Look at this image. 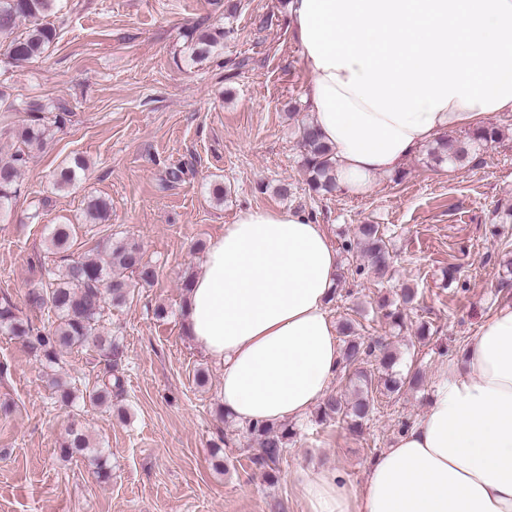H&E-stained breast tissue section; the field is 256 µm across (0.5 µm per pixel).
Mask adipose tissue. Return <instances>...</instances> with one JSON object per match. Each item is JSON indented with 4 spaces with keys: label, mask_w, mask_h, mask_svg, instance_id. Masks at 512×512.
Instances as JSON below:
<instances>
[{
    "label": "adipose tissue",
    "mask_w": 512,
    "mask_h": 512,
    "mask_svg": "<svg viewBox=\"0 0 512 512\" xmlns=\"http://www.w3.org/2000/svg\"><path fill=\"white\" fill-rule=\"evenodd\" d=\"M314 123L358 194L451 129L512 112V0H288ZM339 255L299 210L249 208L211 240L183 322L224 369L241 425L298 420L343 359L327 311ZM305 512H512V304L439 372L425 412L352 487L300 472Z\"/></svg>",
    "instance_id": "obj_1"
}]
</instances>
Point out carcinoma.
<instances>
[{
    "label": "carcinoma",
    "instance_id": "obj_1",
    "mask_svg": "<svg viewBox=\"0 0 512 512\" xmlns=\"http://www.w3.org/2000/svg\"><path fill=\"white\" fill-rule=\"evenodd\" d=\"M60 0H0V40L4 56L19 66L41 57L57 37V30L42 19L56 10ZM21 20L31 25L20 35L14 29ZM192 46V56L207 57L221 40L224 28L218 23L202 22L187 32ZM28 120L25 124L10 129L12 137L19 143L15 153L7 159H0V209L11 204L24 192L20 181L21 170L28 160L27 149L41 148L53 135V130L62 128L71 112L59 103L56 113L47 117L44 105L32 99L26 102ZM299 143L302 148V165L307 174L310 189L321 195L336 191V160L332 148L322 141L314 123L303 121L298 126ZM499 137L494 127H483L473 131L463 140L442 136L428 150L430 159L436 163L448 160L461 164L472 152L486 146ZM87 169V162L76 156L70 164L60 168L53 175V187L57 191L68 189L79 173ZM109 205L102 199L88 202L87 214L91 223L98 224L108 217ZM71 230L67 224L55 225L49 237L50 249L60 253L70 248ZM356 244L360 246L372 272L379 278L387 277L392 268L393 257L388 243L378 224H359L356 228ZM47 280L38 288L27 293L30 307L47 312V323L36 327L20 319L13 305L0 304V333L27 340L40 361L49 366L60 365L67 353L74 349L93 345L109 366L108 381L103 387L88 393L94 404H104L112 394L123 391V380L115 374L121 362L122 349L119 343L101 333L102 321L107 304H123L131 295L132 288L152 285L157 278L156 268L144 259L142 249L137 245L106 239L97 246L96 254L70 260L57 273L46 270ZM416 293L412 288L403 289L398 306H393L389 297H382L379 308L385 310V317L394 325L402 321L401 309L412 304ZM343 335V364L341 373L354 384L351 398L330 396L323 401L317 419L323 423L336 420L346 424L349 431L359 433L374 410L373 393L381 390L398 392L404 387L416 388L422 382V373L407 369L404 373L394 371L399 361L396 352L387 349L378 340L366 341L355 334L352 321L340 325ZM375 357L382 373L378 376L364 369L362 364ZM248 431L259 440V454L255 462L276 464L283 448L295 435L286 423L250 425ZM93 451L89 436L76 426L68 429L60 447L65 458L84 455Z\"/></svg>",
    "mask_w": 512,
    "mask_h": 512
}]
</instances>
